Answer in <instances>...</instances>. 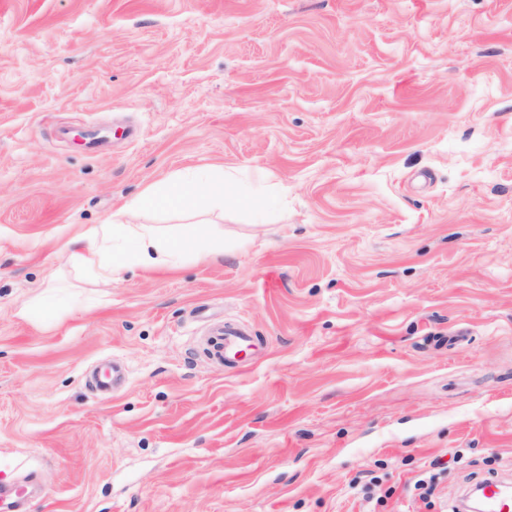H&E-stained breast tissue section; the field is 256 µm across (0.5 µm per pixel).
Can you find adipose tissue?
<instances>
[{
    "instance_id": "adipose-tissue-1",
    "label": "adipose tissue",
    "mask_w": 512,
    "mask_h": 512,
    "mask_svg": "<svg viewBox=\"0 0 512 512\" xmlns=\"http://www.w3.org/2000/svg\"><path fill=\"white\" fill-rule=\"evenodd\" d=\"M81 255L89 273L108 283L121 278L131 268L156 271L176 267L186 247L160 236L147 224L112 222L96 224L83 235Z\"/></svg>"
}]
</instances>
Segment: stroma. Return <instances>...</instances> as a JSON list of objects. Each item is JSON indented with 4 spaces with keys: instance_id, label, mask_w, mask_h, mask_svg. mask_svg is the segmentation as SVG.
Returning <instances> with one entry per match:
<instances>
[{
    "instance_id": "35a3bbf8",
    "label": "stroma",
    "mask_w": 512,
    "mask_h": 512,
    "mask_svg": "<svg viewBox=\"0 0 512 512\" xmlns=\"http://www.w3.org/2000/svg\"><path fill=\"white\" fill-rule=\"evenodd\" d=\"M197 172L223 206L129 218L199 227L179 267L82 276L78 235ZM222 323L257 345L234 366L205 353ZM488 479L512 483V0H0L23 512H452Z\"/></svg>"
}]
</instances>
